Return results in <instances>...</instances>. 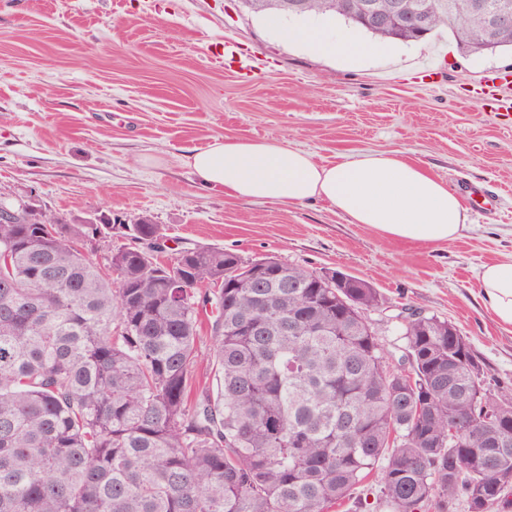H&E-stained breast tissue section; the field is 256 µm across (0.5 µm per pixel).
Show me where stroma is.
<instances>
[{"instance_id":"1","label":"stroma","mask_w":512,"mask_h":512,"mask_svg":"<svg viewBox=\"0 0 512 512\" xmlns=\"http://www.w3.org/2000/svg\"><path fill=\"white\" fill-rule=\"evenodd\" d=\"M297 18L241 0H0V203L157 224L168 254L220 247L360 277L385 299L371 318L401 345L409 306L450 320L512 385V328L478 297L482 264L512 254V123L475 103L512 53L465 55L448 31L399 43L400 59L351 68L290 41ZM260 58L242 75L225 39ZM442 68V75L428 72ZM271 138L331 161L397 151L469 202L459 238L424 247L380 236L321 203L235 199L201 187L183 153L216 138Z\"/></svg>"}]
</instances>
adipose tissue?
Wrapping results in <instances>:
<instances>
[{"label":"adipose tissue","instance_id":"1","mask_svg":"<svg viewBox=\"0 0 512 512\" xmlns=\"http://www.w3.org/2000/svg\"><path fill=\"white\" fill-rule=\"evenodd\" d=\"M289 34L301 38L310 52L352 67L374 53L396 52L390 45L370 46L348 30L328 35L311 25ZM183 161L204 188L279 205L321 202L350 223L404 242H448L468 222L463 200L446 181L396 151L343 154L321 162L308 151L272 139L224 137L189 149ZM478 284L492 319L512 327V255L483 264Z\"/></svg>","mask_w":512,"mask_h":512}]
</instances>
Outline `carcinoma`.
Wrapping results in <instances>:
<instances>
[{
	"label": "carcinoma",
	"mask_w": 512,
	"mask_h": 512,
	"mask_svg": "<svg viewBox=\"0 0 512 512\" xmlns=\"http://www.w3.org/2000/svg\"><path fill=\"white\" fill-rule=\"evenodd\" d=\"M293 2L243 0L423 39L365 25L360 0ZM405 2L464 54L512 50L469 0ZM43 218L0 210V512H330L373 472L392 512L512 508L493 486L512 477V394L452 322L407 319L394 369L359 277L208 247L162 261L136 246L160 232L143 217Z\"/></svg>",
	"instance_id": "cac0c4a2"
}]
</instances>
